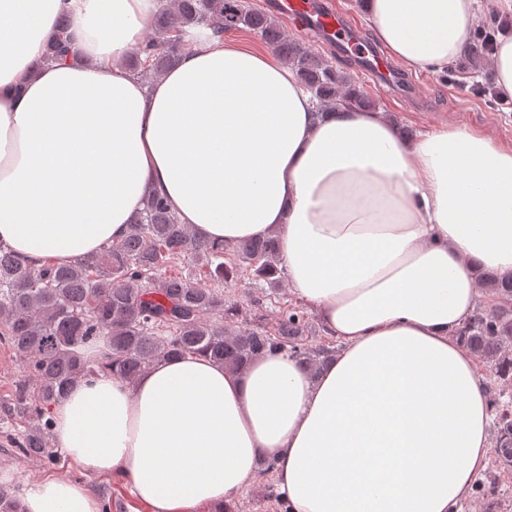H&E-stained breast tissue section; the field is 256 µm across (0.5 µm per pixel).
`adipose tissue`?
<instances>
[{"label":"adipose tissue","mask_w":512,"mask_h":512,"mask_svg":"<svg viewBox=\"0 0 512 512\" xmlns=\"http://www.w3.org/2000/svg\"><path fill=\"white\" fill-rule=\"evenodd\" d=\"M157 0H0V241L66 265L123 239L148 195L205 241L276 238L288 286L340 344L205 355L86 379L52 409L58 448L151 512H237L261 460L290 512H456L491 407L457 330L486 269L512 271V148L444 125L416 140L346 104L320 117L271 53L185 35L152 88L122 65ZM394 59L444 72L473 0H365ZM70 56L42 63L60 17ZM22 512H100L81 483H24Z\"/></svg>","instance_id":"obj_1"}]
</instances>
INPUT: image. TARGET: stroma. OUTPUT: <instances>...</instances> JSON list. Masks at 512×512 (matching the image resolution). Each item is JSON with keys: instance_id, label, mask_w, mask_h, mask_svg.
Instances as JSON below:
<instances>
[{"instance_id": "1", "label": "stroma", "mask_w": 512, "mask_h": 512, "mask_svg": "<svg viewBox=\"0 0 512 512\" xmlns=\"http://www.w3.org/2000/svg\"><path fill=\"white\" fill-rule=\"evenodd\" d=\"M286 31L314 54L349 73L357 84L364 87L377 111L383 112L397 126L412 129L420 136L444 124L459 125L485 133L501 145L512 147V100L504 103L474 91L475 85H492L490 66L469 67L467 57L462 55L445 73L416 72L417 93L423 100L422 106L417 107L399 102L397 91L368 81L349 56L328 51L312 36L294 26H287ZM224 297L238 303L241 310L239 324L256 322L270 331L276 327L279 310L287 307L306 313L311 310L310 305L295 297L288 287H281L271 295L255 288L250 274L246 272L240 273L237 280L225 283ZM26 428L23 422L13 425L0 423V469L13 474L11 489H18L22 482L52 475L84 483L99 503L110 505L111 512H150L149 506L130 496L119 478L95 473L72 463L63 455L55 463L48 464L21 453L16 442ZM480 479L490 488L489 499L483 501L469 496L461 503L460 512H512V469H500L491 461Z\"/></svg>"}]
</instances>
